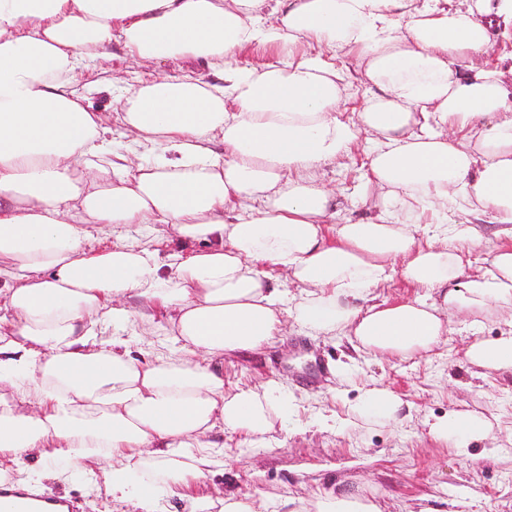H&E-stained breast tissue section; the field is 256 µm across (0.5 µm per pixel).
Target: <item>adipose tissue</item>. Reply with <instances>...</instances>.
<instances>
[{"instance_id": "adipose-tissue-1", "label": "adipose tissue", "mask_w": 512, "mask_h": 512, "mask_svg": "<svg viewBox=\"0 0 512 512\" xmlns=\"http://www.w3.org/2000/svg\"><path fill=\"white\" fill-rule=\"evenodd\" d=\"M494 27L512 42V0H0V458L101 464L113 500L164 512L154 479L130 481L147 453L169 495L209 512L184 494L213 464L209 433L262 435L297 405L273 379L225 390L213 363L260 351L285 309L356 352L403 357L440 344L449 316H494L500 335L466 356L512 374V66L480 61ZM117 36L136 62L200 60L219 77L123 88L126 154L74 89ZM258 48L274 61L244 63ZM357 147L385 206L356 221L320 171ZM487 220L503 242L475 274ZM134 224L145 240L121 238ZM95 231L116 240L94 249ZM174 238L205 247L159 260ZM396 275L433 301L368 304ZM139 312L165 320L142 359L127 350ZM402 407L371 387L339 423L398 424ZM491 428L454 406L428 432L467 458Z\"/></svg>"}]
</instances>
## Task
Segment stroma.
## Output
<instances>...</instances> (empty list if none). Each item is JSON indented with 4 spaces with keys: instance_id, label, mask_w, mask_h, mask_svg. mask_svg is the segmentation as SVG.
Returning a JSON list of instances; mask_svg holds the SVG:
<instances>
[{
    "instance_id": "35a3bbf8",
    "label": "stroma",
    "mask_w": 512,
    "mask_h": 512,
    "mask_svg": "<svg viewBox=\"0 0 512 512\" xmlns=\"http://www.w3.org/2000/svg\"><path fill=\"white\" fill-rule=\"evenodd\" d=\"M182 61L159 69L139 67L113 39L108 59L85 62L75 88L90 111L118 114L121 104L110 79L131 85L155 72L177 74ZM369 160L363 150L324 169V181L353 219L377 211L376 199H364ZM286 331L260 353L225 357L220 368L226 388L259 385L274 379L304 399V407L344 415L370 386L394 390L408 418L395 426L364 424L357 429L322 430L275 427L265 440L241 432L216 435L220 462L191 487L196 497L233 492L275 504L283 497L314 508L325 493L357 494L381 512H434L443 501L456 512H512V376L478 375L464 356L468 332L461 317L450 319L448 340L431 353L412 358L365 355L353 369L354 383L340 385L336 369L352 349L343 336H321L286 319ZM457 405L493 418L490 436L461 458L428 433L427 421ZM26 467L44 494L71 500L76 512H139L134 500L116 502L68 457L44 460L31 453Z\"/></svg>"
}]
</instances>
